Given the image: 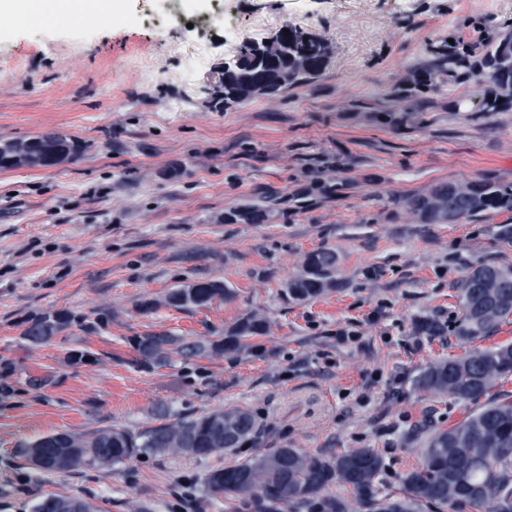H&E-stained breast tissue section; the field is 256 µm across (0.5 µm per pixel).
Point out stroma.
I'll return each instance as SVG.
<instances>
[{
	"label": "stroma",
	"instance_id": "stroma-1",
	"mask_svg": "<svg viewBox=\"0 0 512 512\" xmlns=\"http://www.w3.org/2000/svg\"><path fill=\"white\" fill-rule=\"evenodd\" d=\"M119 22L0 20V141L43 133L76 139L52 169H0V512L44 496L89 499L98 512H193L221 457L166 456L114 470L40 478L16 446L43 435L155 424L159 409L227 406L264 424L240 458L275 448H373L385 482L421 459L406 433L422 415L451 426L477 407L416 390L432 362L472 346L512 343V318L471 344L453 329L457 285L481 263L512 265L501 225L512 213L424 224L400 207L441 180L512 182V107L473 103L481 77L405 91L433 46L512 30V0H122ZM324 38L331 57L304 87L224 105L225 59L283 26ZM156 58L149 79L132 59ZM408 114L406 122L397 117ZM259 205L262 224H232ZM320 248L338 257L336 285L306 301L283 295ZM222 279L230 301L177 309L175 286ZM154 301V311L141 305ZM87 318L43 346L19 336L35 314ZM260 313L251 349L210 359L128 366L133 337L227 335ZM424 318L443 327L419 334ZM358 339L338 343L339 329ZM86 349L73 365L69 351ZM51 385L29 388L27 376Z\"/></svg>",
	"mask_w": 512,
	"mask_h": 512
}]
</instances>
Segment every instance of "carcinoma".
Listing matches in <instances>:
<instances>
[{"mask_svg":"<svg viewBox=\"0 0 512 512\" xmlns=\"http://www.w3.org/2000/svg\"><path fill=\"white\" fill-rule=\"evenodd\" d=\"M461 42L445 43L432 50L434 64L425 71L416 87L422 93L432 75L469 68L470 51L459 49ZM477 74L492 88L482 100V111L497 112L512 107V67L502 60L512 56V41L502 35L487 38ZM308 69L296 74L275 92L303 86L318 77L327 54L309 48ZM59 162L74 158L79 143L57 134L52 140ZM0 155L17 156L13 166H43L44 155L24 140L0 144ZM402 207L424 224H454L462 219L512 212V183L491 178L438 181L425 193L408 196ZM232 224H261L265 213L251 205L232 214ZM336 254L321 249L308 254L301 274L286 283L288 298L305 301L321 295L335 284ZM462 318L456 335L474 341L489 335L512 316V267L481 264L460 283ZM233 292L224 281L211 279L178 286L169 291L166 303L181 308H206L213 302L229 300ZM86 317L74 312L37 314L26 321L20 341L44 345L73 325L85 326ZM266 328L256 314L242 318L227 337L217 340L186 341L168 333L148 332L132 339L134 354L128 365L149 371L173 354L184 360L200 359L250 345ZM512 375V344L475 348L459 357L441 359L427 368L415 386L425 393L443 395L462 402H477L490 395L503 377ZM159 423L138 429L118 426L89 432L66 431L49 434L19 444L14 456L18 466L43 476L81 469L126 466L140 458L153 459L166 454H183L197 459L233 455L263 431L260 418L251 410L229 406L181 414L162 408ZM385 462L372 448H355L336 455L303 453L296 448H275L230 466L213 468L202 478L203 498L207 501L238 500L253 512H279L282 508L303 507L310 512H424L448 509L490 508L491 512H512V397L491 400L465 420L427 434L417 467L403 473V490L396 495L384 486ZM334 485L349 489L353 497L328 496ZM68 502H80L85 512H95L87 499L53 494L37 501L33 512H70Z\"/></svg>","mask_w":512,"mask_h":512,"instance_id":"obj_1","label":"carcinoma"}]
</instances>
